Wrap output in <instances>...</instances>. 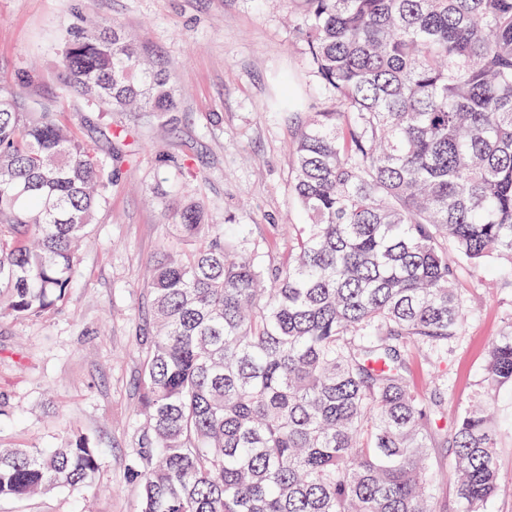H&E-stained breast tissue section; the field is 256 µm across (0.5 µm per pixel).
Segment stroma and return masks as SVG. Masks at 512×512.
Masks as SVG:
<instances>
[{
	"mask_svg": "<svg viewBox=\"0 0 512 512\" xmlns=\"http://www.w3.org/2000/svg\"><path fill=\"white\" fill-rule=\"evenodd\" d=\"M298 0H0V86L36 71L26 93L58 95V46L90 19L116 23L141 54L168 70L178 108L139 135L132 162L116 172L109 205L80 252L64 301L33 319L0 316V448H51L69 433L98 450L93 485L74 492L0 498V512H136L125 469L134 445L139 378L150 306L148 271L179 248L172 203L177 187L158 162L166 153L196 173L189 193L215 224H235L262 248L264 264L288 254V227L303 221L289 191L293 143L329 93L312 75L291 22ZM296 105L273 110L280 75ZM83 139L107 152L111 131L74 96L59 107ZM462 281L468 321L446 351L404 350L416 391L440 393L444 430L474 399L491 339L512 318V288L485 267ZM499 485L484 512H512V395L497 399Z\"/></svg>",
	"mask_w": 512,
	"mask_h": 512,
	"instance_id": "stroma-1",
	"label": "stroma"
}]
</instances>
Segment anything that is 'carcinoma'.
<instances>
[{
  "instance_id": "carcinoma-1",
  "label": "carcinoma",
  "mask_w": 512,
  "mask_h": 512,
  "mask_svg": "<svg viewBox=\"0 0 512 512\" xmlns=\"http://www.w3.org/2000/svg\"><path fill=\"white\" fill-rule=\"evenodd\" d=\"M297 32L330 92L294 141L305 222L267 266L180 198L186 249L153 261L150 341L126 480L138 512H435L430 448L445 413L402 355L460 335L461 271L512 286V0H300ZM170 74L120 26L66 32L59 97L99 115L177 109ZM54 112L0 87V315L73 287L115 169ZM174 181L193 173L164 153ZM512 388V321L450 433L466 512L496 492L495 393ZM98 471L73 433L0 448V497L77 490Z\"/></svg>"
}]
</instances>
